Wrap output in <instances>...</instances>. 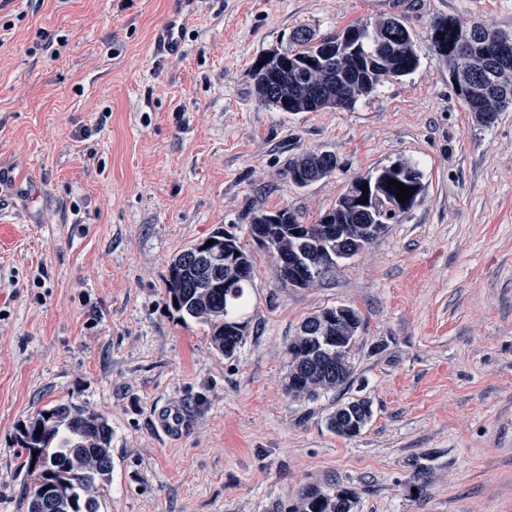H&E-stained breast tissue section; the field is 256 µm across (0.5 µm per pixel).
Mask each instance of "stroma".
<instances>
[{
  "label": "stroma",
  "mask_w": 512,
  "mask_h": 512,
  "mask_svg": "<svg viewBox=\"0 0 512 512\" xmlns=\"http://www.w3.org/2000/svg\"><path fill=\"white\" fill-rule=\"evenodd\" d=\"M176 14L183 49L157 54ZM388 14L413 36L414 73L349 109L259 103L251 66L295 29L323 39ZM438 16L512 31V0H0V512H26L16 436L55 404L112 427L100 512H289L335 487L354 512H512V109L475 120L433 46ZM309 151L338 167L301 188L288 167ZM400 161L424 190L397 223L321 282L275 280L254 215L318 223ZM217 230L257 261L230 358L165 284ZM339 305L362 319L352 378L294 398L286 349ZM351 398L373 414L343 438L327 422ZM164 405L186 415L178 437L156 428Z\"/></svg>",
  "instance_id": "obj_1"
}]
</instances>
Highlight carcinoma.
Segmentation results:
<instances>
[{"label":"carcinoma","instance_id":"cac0c4a2","mask_svg":"<svg viewBox=\"0 0 512 512\" xmlns=\"http://www.w3.org/2000/svg\"><path fill=\"white\" fill-rule=\"evenodd\" d=\"M433 29L435 49L448 67L449 78L466 83L470 91L464 99L468 111L479 123L493 124L512 105V57L501 60L492 52L503 31L479 24L463 28L440 17L433 20ZM293 41L295 49H272L260 57L262 66L253 68L256 98L281 112L349 109L386 81L413 73L419 63L412 34L395 15L370 23L354 22L319 41L300 28ZM337 165L331 153L308 152L292 166L291 176L295 184L305 187L331 175ZM389 179L411 188L408 201H398L396 187H387ZM364 184L368 185L366 193L361 189ZM422 191V173L409 162H397L353 180L320 223L302 225L299 235L294 234L299 219L287 208L254 216L249 230L263 227L276 279L284 286L288 281L277 258L302 255L310 272L302 284L307 288L333 272L331 260L350 259L371 245L386 225L414 205ZM323 221L338 225L335 238L324 236ZM209 239L222 243L229 258V263L221 266L220 284L209 285L207 268L189 263L201 247L198 242L170 261L166 292L173 309L207 325L215 349L231 357L246 333V325L234 315L246 305L244 288L255 275V257L233 235L217 231ZM348 311L350 320L329 329V335L342 336L341 350L300 333L289 343L288 392L293 397L312 399L351 378L350 351L361 316L352 307ZM371 417L368 400L352 399L336 408L328 426L336 435L352 438ZM17 442L27 453L24 467L34 482L26 495L27 512H99L112 473V427L106 416L72 405H54L22 425ZM34 451L38 455H32ZM41 486L49 491L50 508L39 491ZM354 504L355 493L347 488L309 490L291 512H353Z\"/></svg>","mask_w":512,"mask_h":512}]
</instances>
